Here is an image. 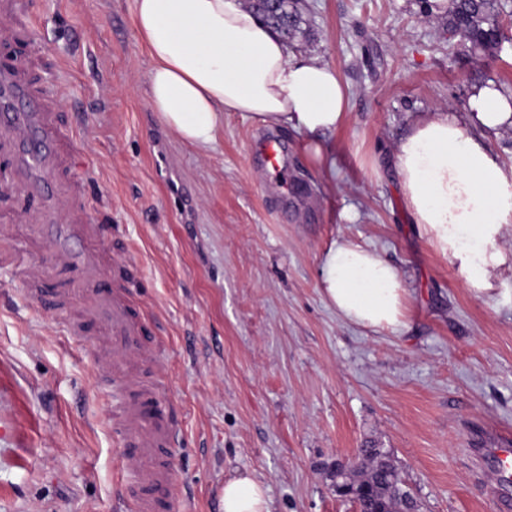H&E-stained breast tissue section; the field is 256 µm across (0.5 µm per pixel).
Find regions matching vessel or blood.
<instances>
[{
  "label": "vessel or blood",
  "instance_id": "vessel-or-blood-1",
  "mask_svg": "<svg viewBox=\"0 0 512 512\" xmlns=\"http://www.w3.org/2000/svg\"><path fill=\"white\" fill-rule=\"evenodd\" d=\"M45 101L33 86L7 64H0V129L13 136L16 157L33 179L37 195L51 194L49 181L41 172L54 155L71 150L72 140L61 135L44 118ZM56 239L53 261L60 266L84 267L94 283L91 314L111 323V349L98 355L100 367L119 363L141 364L150 354L145 347L148 328L137 307L120 291L111 290L101 274L102 258L89 249L75 248V241L97 234L96 226L61 230L46 227ZM159 387L133 383L117 377L114 396L122 419L118 436L123 478L131 490L135 512H170L168 448L175 440L174 424L159 395ZM471 455L479 468L492 478L490 494L503 512H512V443L495 444L476 440Z\"/></svg>",
  "mask_w": 512,
  "mask_h": 512
}]
</instances>
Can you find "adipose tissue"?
<instances>
[{
    "label": "adipose tissue",
    "instance_id": "adipose-tissue-1",
    "mask_svg": "<svg viewBox=\"0 0 512 512\" xmlns=\"http://www.w3.org/2000/svg\"><path fill=\"white\" fill-rule=\"evenodd\" d=\"M133 20L151 61V107L182 141L204 148L226 116L293 130L326 165L323 137L346 116L349 89L313 53H289L281 34L243 0H133ZM469 118L437 109L418 117L391 155L399 189L421 236L457 266L477 299L492 294L512 238V164L479 140L512 127V94L473 90ZM320 286L344 321L376 332L406 327L407 290L396 266L347 238L321 259ZM223 512H270L265 486L245 472L224 484Z\"/></svg>",
    "mask_w": 512,
    "mask_h": 512
}]
</instances>
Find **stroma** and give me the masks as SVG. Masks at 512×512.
Here are the masks:
<instances>
[{
  "mask_svg": "<svg viewBox=\"0 0 512 512\" xmlns=\"http://www.w3.org/2000/svg\"><path fill=\"white\" fill-rule=\"evenodd\" d=\"M133 0H0V60L63 87L50 120L93 162L87 204L31 195L0 130V512H132L112 438V382L95 364L84 276L57 268L44 224H96L87 240L104 264L126 257L124 287L158 341L154 363L177 440L172 512H220L224 482L254 473L270 512H353L329 469L359 448L388 449L421 512H498L469 449L512 436V269L478 300L457 268L420 238L390 151L412 117L437 108L463 118L475 72L512 91V49L491 65L457 60L419 0H302L309 51L349 87L342 126L311 162L303 137L279 130L272 167L255 150L267 129L225 117L201 151L169 132L145 87L147 52ZM372 247L399 269L407 323L376 333L342 321L324 300L320 257L334 239ZM63 293L46 309L17 255Z\"/></svg>",
  "mask_w": 512,
  "mask_h": 512,
  "instance_id": "obj_1",
  "label": "stroma"
}]
</instances>
